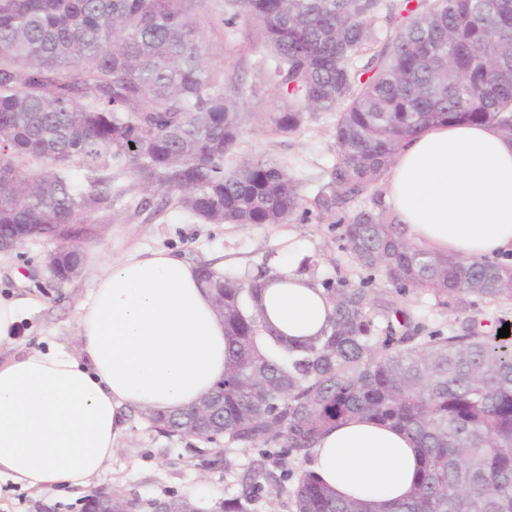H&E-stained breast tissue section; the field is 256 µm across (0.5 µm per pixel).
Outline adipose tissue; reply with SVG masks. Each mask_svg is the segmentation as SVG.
Listing matches in <instances>:
<instances>
[{
	"label": "adipose tissue",
	"mask_w": 512,
	"mask_h": 512,
	"mask_svg": "<svg viewBox=\"0 0 512 512\" xmlns=\"http://www.w3.org/2000/svg\"><path fill=\"white\" fill-rule=\"evenodd\" d=\"M401 231L432 251L512 255V140L490 124L441 125L407 140L384 180ZM34 301L0 297V347H16ZM268 323L292 337L325 326L323 290L290 267L264 284ZM17 349V347H16ZM224 321L196 269L171 251L111 261L78 313L75 344L0 357V480L87 489L126 434L125 416L194 406L224 376ZM420 456L390 424L330 426L306 465L337 495L397 503Z\"/></svg>",
	"instance_id": "obj_1"
}]
</instances>
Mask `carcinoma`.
I'll list each match as a JSON object with an SVG mask.
<instances>
[{
  "mask_svg": "<svg viewBox=\"0 0 512 512\" xmlns=\"http://www.w3.org/2000/svg\"><path fill=\"white\" fill-rule=\"evenodd\" d=\"M194 0H0V238L60 239L61 274L83 264L73 228L112 209V168L173 195L206 224H285L303 197L282 167H224L244 109L208 58ZM224 36L254 25L270 58L281 133L336 113V158L314 205L342 223L344 249L395 292L447 301L512 299V265L439 254L407 240L380 182L403 143L443 123H489L512 139V0H227ZM359 66L357 61L373 46ZM78 163L88 185L72 173ZM372 206L357 207L363 198ZM224 285V440L309 458L322 431L373 417L403 430L422 466L390 508L338 498L309 471L294 512H512V338L472 320L429 330L367 282H318L332 303L314 336L275 333L261 284ZM192 411L166 416L194 435ZM262 488L224 504L248 512Z\"/></svg>",
  "mask_w": 512,
  "mask_h": 512,
  "instance_id": "carcinoma-1",
  "label": "carcinoma"
}]
</instances>
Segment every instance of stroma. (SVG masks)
<instances>
[{
  "instance_id": "35a3bbf8",
  "label": "stroma",
  "mask_w": 512,
  "mask_h": 512,
  "mask_svg": "<svg viewBox=\"0 0 512 512\" xmlns=\"http://www.w3.org/2000/svg\"><path fill=\"white\" fill-rule=\"evenodd\" d=\"M207 51L213 62L235 75L239 98L246 110L243 132L224 159L226 168L241 161H274L295 178L304 197L305 210L285 224H205L190 217L176 202L155 197L148 209H140L142 194L132 181L118 175L112 181L120 196L111 209L85 219L82 240L85 260L80 273L66 282L53 279L46 268L52 242L32 239L9 251H0V294L35 293L38 303L27 321L26 346L49 343L70 346L80 305L85 302L107 260L134 251L167 250L192 266L209 265L243 280L270 274L288 260H309L316 279L329 278L360 284L371 279L375 294L393 295L381 277H368L343 250L340 226L323 216L313 199L326 181V171L336 157L334 114L319 112L293 133H280L265 122L266 113L278 102L258 83L255 61L265 51L248 28H240L225 40L224 0H197ZM428 329L445 332L468 320L494 330L498 318L512 320V300L485 301L469 298L465 305L442 302L429 292H411L398 300ZM271 458L260 449L225 446L197 438L170 437L157 432L138 411L127 416L125 436L96 477L92 489H109L137 501L138 512H151L157 500L183 496L201 512H222L225 499L241 495L247 475L273 470ZM292 477L283 491L265 487L250 504V512H293L291 492L295 477L305 470L303 459L287 464ZM82 493L64 489L36 492L12 483H0V512H81Z\"/></svg>"
}]
</instances>
